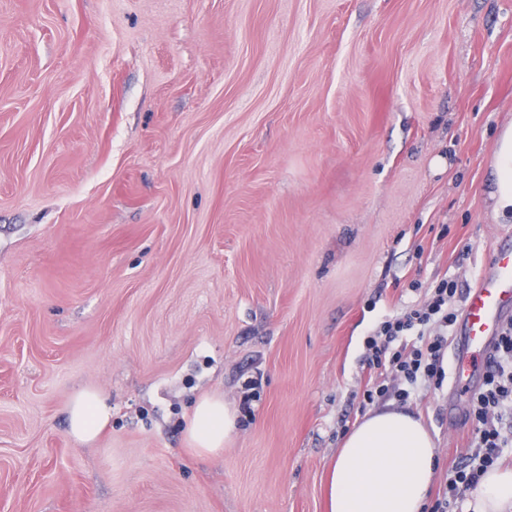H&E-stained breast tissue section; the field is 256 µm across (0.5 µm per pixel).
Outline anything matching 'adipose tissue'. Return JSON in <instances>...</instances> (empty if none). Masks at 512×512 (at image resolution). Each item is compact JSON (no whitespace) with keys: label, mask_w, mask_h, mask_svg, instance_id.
Returning a JSON list of instances; mask_svg holds the SVG:
<instances>
[{"label":"adipose tissue","mask_w":512,"mask_h":512,"mask_svg":"<svg viewBox=\"0 0 512 512\" xmlns=\"http://www.w3.org/2000/svg\"><path fill=\"white\" fill-rule=\"evenodd\" d=\"M496 218L512 222V130H505L493 160ZM69 432L93 441L108 422L110 407L94 391L77 394L68 406ZM235 427L223 400L200 399L189 423L194 447L218 452ZM435 444L421 420L403 409L383 408L364 416L344 439L327 483L329 512H424L434 468ZM473 512H512V468L489 469L471 504Z\"/></svg>","instance_id":"obj_1"}]
</instances>
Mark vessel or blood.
Listing matches in <instances>:
<instances>
[{
	"label": "vessel or blood",
	"mask_w": 512,
	"mask_h": 512,
	"mask_svg": "<svg viewBox=\"0 0 512 512\" xmlns=\"http://www.w3.org/2000/svg\"><path fill=\"white\" fill-rule=\"evenodd\" d=\"M512 318V250L494 254V271L481 276L468 294L460 313L459 325L466 350L484 352L492 347L501 327ZM474 367L464 353L454 357L453 388H468Z\"/></svg>",
	"instance_id": "1"
}]
</instances>
